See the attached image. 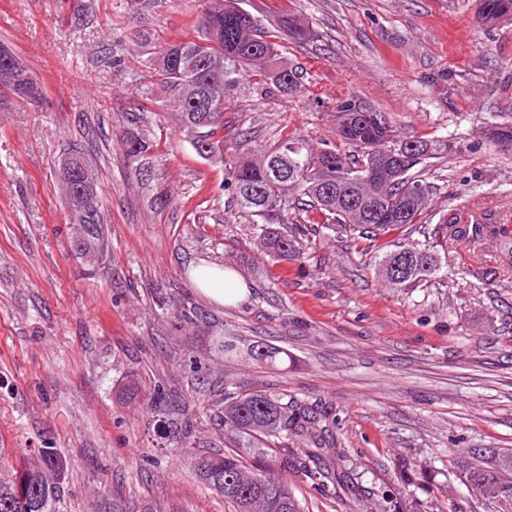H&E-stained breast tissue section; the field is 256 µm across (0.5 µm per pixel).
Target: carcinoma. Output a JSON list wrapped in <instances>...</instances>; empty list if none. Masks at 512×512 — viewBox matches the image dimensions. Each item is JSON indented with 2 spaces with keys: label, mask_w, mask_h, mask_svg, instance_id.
Wrapping results in <instances>:
<instances>
[{
  "label": "carcinoma",
  "mask_w": 512,
  "mask_h": 512,
  "mask_svg": "<svg viewBox=\"0 0 512 512\" xmlns=\"http://www.w3.org/2000/svg\"><path fill=\"white\" fill-rule=\"evenodd\" d=\"M483 13L488 21L512 15V0H483ZM280 28L292 38L306 39L312 31L295 17L280 20ZM200 29L194 38L181 40L165 52L159 62L160 85L176 108L180 129L198 120L207 137L215 139L212 159L226 167L225 187L232 192L238 212L263 225L259 245L262 251L280 259L302 255L301 235L304 227L289 222L293 204H303L323 218V224L340 226L371 241L381 234L399 231L410 224L421 223L427 211L424 203L410 200L415 187L429 190L430 185L411 170L424 165L435 155L448 151L446 140H419L423 152L411 153L403 159L401 175L376 195L385 206L400 217L386 220L373 211L376 203L369 198L371 189L365 182L366 166L381 149L403 144L392 125L386 127V138L371 142L360 135H345L342 122L356 97L336 101L334 112L339 136L347 144L361 150L357 161L338 149L319 148L307 140L287 133L273 146H258L248 154L224 156V108L228 92L249 76L247 66L261 67L267 82L281 93H288V84L300 87L295 72L288 68L278 53V44L261 34L260 24L252 15L227 2L206 9L199 20ZM8 52L14 81L11 92L20 98L38 99L41 89L14 52ZM208 95L218 104V111L205 115L194 110L191 90ZM491 141L504 151H512V125L491 127ZM152 147L146 134L137 135L136 143H127L126 155L132 162L143 157ZM342 171L341 187L323 181L327 159ZM80 166L68 173L65 184L62 173L57 179L75 230L72 250L87 261L103 255L107 238L102 206L97 197L79 192ZM489 251L500 262L504 281L512 278V230L507 220L494 208H486L474 224H460L444 217L431 232V241L419 247L406 243L394 245L376 263L378 275L396 288H411L435 276L442 258L448 254ZM409 258L405 274L389 279L388 269L397 257ZM226 358L252 357L257 346L267 349L264 359L254 362L276 367L288 359V352L263 342L240 346L233 336L217 339ZM224 422V449L201 451L194 455L195 472L209 490L224 498L234 512H247L251 499L263 495L269 512H302V507L288 481L280 474L279 462L293 457L295 467L317 487L341 491L340 505L347 512L372 501L376 512H404L396 497L380 496L352 479L345 466L346 451L333 434L336 424L328 407L309 401L288 391L253 390L224 392L221 399ZM158 411V434L175 440L180 447L190 443L195 426L185 408L172 405L158 397L152 402ZM296 440L308 448L300 454L289 447ZM469 460L462 468L466 483L488 500L512 499V452H502L490 463L479 460L480 454L467 452ZM66 458L52 449L43 451L38 464L23 466L11 478H0V512H60L63 479L56 477Z\"/></svg>",
  "instance_id": "obj_1"
}]
</instances>
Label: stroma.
Returning <instances> with one entry per match:
<instances>
[{
    "instance_id": "stroma-1",
    "label": "stroma",
    "mask_w": 512,
    "mask_h": 512,
    "mask_svg": "<svg viewBox=\"0 0 512 512\" xmlns=\"http://www.w3.org/2000/svg\"><path fill=\"white\" fill-rule=\"evenodd\" d=\"M274 33L302 96L262 77L230 92L227 153L291 132L341 147L333 107L357 96L399 138H445L425 178L426 243L443 216L471 204L512 206V152L487 128L512 124V18L485 21L482 0H237ZM202 0H0V44L43 90L39 102L0 92V474L56 449L69 468L62 512H228L198 481L194 450L224 445L223 390L270 389L331 407L347 467L413 512H512L461 477L468 448L512 451V286L494 255L480 277L449 256L427 283L378 277L367 240L309 225L301 260L258 247L223 168L182 132L155 61L194 37ZM314 33L277 31L285 16ZM146 133L150 178L124 151ZM75 146L98 169L108 250L90 265L70 248L71 213L55 169ZM171 195L158 210L156 193ZM248 256L240 265V256ZM234 268L247 297L204 296L197 267ZM286 349L275 368L224 359L214 344ZM135 398H122L128 381ZM185 406L199 427L187 448L160 438L150 397ZM281 474L304 512H341L293 467Z\"/></svg>"
}]
</instances>
